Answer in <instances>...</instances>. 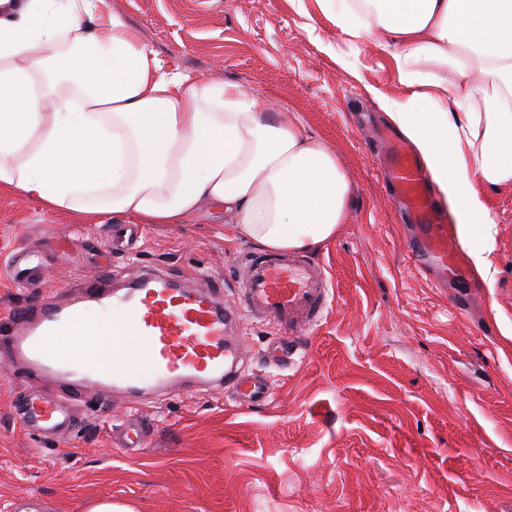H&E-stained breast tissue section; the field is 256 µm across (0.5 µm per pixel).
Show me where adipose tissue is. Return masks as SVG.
I'll return each mask as SVG.
<instances>
[{
    "label": "adipose tissue",
    "instance_id": "1",
    "mask_svg": "<svg viewBox=\"0 0 512 512\" xmlns=\"http://www.w3.org/2000/svg\"><path fill=\"white\" fill-rule=\"evenodd\" d=\"M103 2L0 0V192L82 224H180L208 202L268 249L334 239L351 196L336 154L238 85L165 70ZM317 2L351 47L391 58L404 95L386 115L490 280L488 195L512 191V0Z\"/></svg>",
    "mask_w": 512,
    "mask_h": 512
}]
</instances>
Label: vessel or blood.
Segmentation results:
<instances>
[{"label":"vessel or blood","instance_id":"obj_1","mask_svg":"<svg viewBox=\"0 0 512 512\" xmlns=\"http://www.w3.org/2000/svg\"><path fill=\"white\" fill-rule=\"evenodd\" d=\"M384 172L395 205L414 219L407 245L415 267L455 272L461 267L448 226L439 214L428 174L407 145L390 131ZM238 302L229 306L207 278L178 280L145 267L120 283L84 280L70 297L47 299L0 317V357L30 376L61 388L25 395L16 422L41 439L71 436L76 397L101 401L120 394L132 403L180 397L200 387L231 392L247 405L267 401L266 377L239 370L235 334L241 316L273 325L280 334L271 361L287 357L295 340L316 327L328 308L324 267L299 256L249 252L240 263Z\"/></svg>","mask_w":512,"mask_h":512}]
</instances>
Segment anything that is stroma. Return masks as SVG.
Instances as JSON below:
<instances>
[{"label": "stroma", "instance_id": "1", "mask_svg": "<svg viewBox=\"0 0 512 512\" xmlns=\"http://www.w3.org/2000/svg\"><path fill=\"white\" fill-rule=\"evenodd\" d=\"M103 11L169 70L293 111L348 174L350 213L310 254L330 280L329 309L288 360L266 359L272 325L240 321V365L270 377L267 402L241 407L209 390L139 406L91 396L57 445L16 424L31 380L0 361V512L28 501L89 512L105 499L133 512H512V192L489 196L492 285L420 271L373 144L390 122L372 88L397 98L402 87L369 45L356 71L337 65L336 19L317 0H105ZM255 247L210 203L182 224H81L0 194V315L138 266L210 275L231 304ZM15 250L41 253L40 287L7 275ZM140 416L154 431L129 454L120 445Z\"/></svg>", "mask_w": 512, "mask_h": 512}]
</instances>
